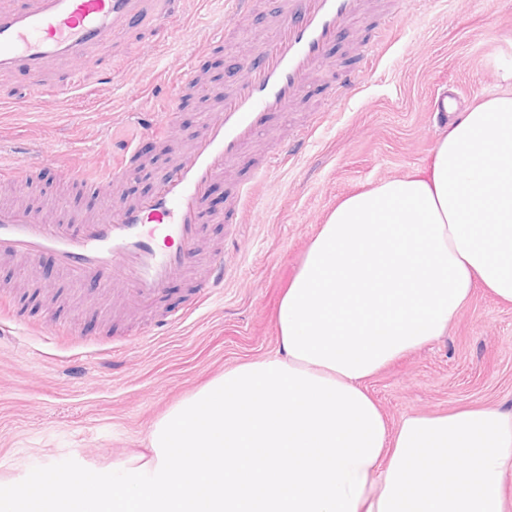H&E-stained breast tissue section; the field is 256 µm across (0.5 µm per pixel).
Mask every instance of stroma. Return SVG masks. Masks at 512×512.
I'll use <instances>...</instances> for the list:
<instances>
[{
    "mask_svg": "<svg viewBox=\"0 0 512 512\" xmlns=\"http://www.w3.org/2000/svg\"><path fill=\"white\" fill-rule=\"evenodd\" d=\"M225 0H173L165 28L146 24L113 37L82 66L65 92L72 65L62 61L32 85L24 72L0 75V165L32 172L26 183L0 180L14 202L66 201L93 216L100 196L60 177L56 167L104 161L105 143L139 135L129 113L162 108L171 77L194 71L223 79L224 49L198 47L224 23ZM391 34L374 19L356 24L304 97L260 136L256 152L300 139L287 163L272 164L238 223L219 216L232 200L214 184L201 254L223 251L232 271L223 288L199 301L189 277L170 284L148 312L113 303L88 310L89 288L44 257L28 273L0 260V300L20 321L0 339V484L53 467L112 465L142 449L152 425L173 405L241 363L276 354L280 299L308 244L347 194L424 165L442 119L431 110L440 91L458 104L491 92L512 65V0H392ZM384 43L373 56L365 48ZM364 79L332 104L326 87L354 66ZM186 319L149 339L167 311ZM81 318L75 336L48 326ZM367 388L389 426L411 413L467 406L512 409V304L474 291L446 336L385 365Z\"/></svg>",
    "mask_w": 512,
    "mask_h": 512,
    "instance_id": "35a3bbf8",
    "label": "stroma"
}]
</instances>
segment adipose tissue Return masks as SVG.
<instances>
[{"instance_id": "ef3b65f1", "label": "adipose tissue", "mask_w": 512, "mask_h": 512, "mask_svg": "<svg viewBox=\"0 0 512 512\" xmlns=\"http://www.w3.org/2000/svg\"><path fill=\"white\" fill-rule=\"evenodd\" d=\"M455 118L426 166L347 194L277 313L278 356L175 404L147 454L93 479L53 471L72 512H512V412L406 416L366 383L440 336L486 289L512 304V67Z\"/></svg>"}]
</instances>
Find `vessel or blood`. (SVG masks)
Returning a JSON list of instances; mask_svg holds the SVG:
<instances>
[{
    "label": "vessel or blood",
    "instance_id": "vessel-or-blood-1",
    "mask_svg": "<svg viewBox=\"0 0 512 512\" xmlns=\"http://www.w3.org/2000/svg\"><path fill=\"white\" fill-rule=\"evenodd\" d=\"M169 0H0V73L25 72L41 82L55 61L81 64L131 24H163ZM366 0H275L260 49H233V79L210 86V105L196 130L178 129L183 96L195 89L194 75L172 80L165 109L147 126L167 141L174 159L153 192L129 198L122 176L140 154L126 143L119 159L77 174L83 186L104 199L101 214L86 222H52L43 213L0 207V257L33 266L52 255L71 278L94 288L95 306L130 298L150 305L167 285L183 278L200 250L201 224L212 185L236 167H246L255 135L271 128L289 103L301 97L350 23L361 18ZM223 252L214 253L199 296L223 287Z\"/></svg>",
    "mask_w": 512,
    "mask_h": 512
}]
</instances>
